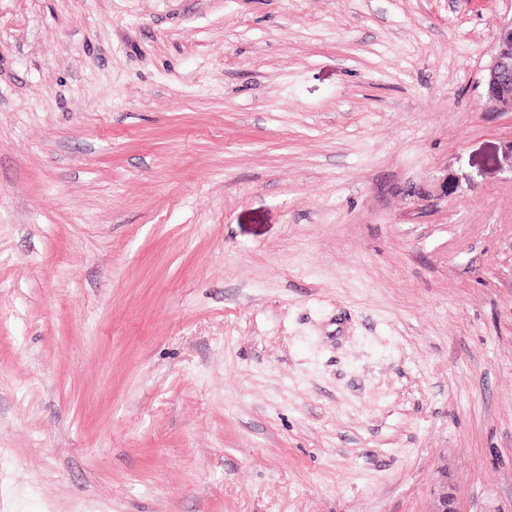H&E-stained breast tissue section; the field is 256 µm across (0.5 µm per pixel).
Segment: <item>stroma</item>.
<instances>
[{"instance_id": "1", "label": "stroma", "mask_w": 512, "mask_h": 512, "mask_svg": "<svg viewBox=\"0 0 512 512\" xmlns=\"http://www.w3.org/2000/svg\"><path fill=\"white\" fill-rule=\"evenodd\" d=\"M512 0H0V512H512ZM482 85L490 111L512 112V21L501 27L496 36ZM443 480L434 487V508L431 512H462L457 497L448 486V475L445 473Z\"/></svg>"}]
</instances>
